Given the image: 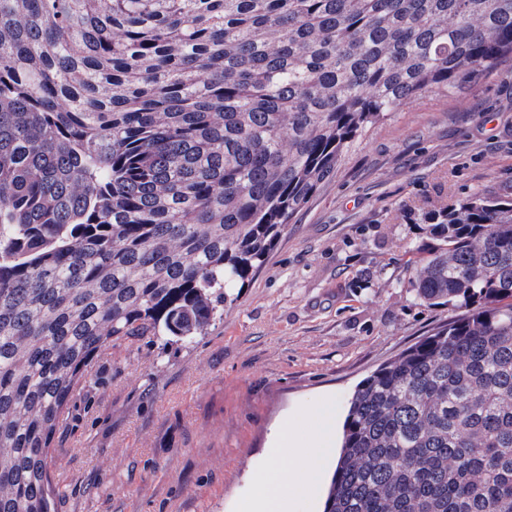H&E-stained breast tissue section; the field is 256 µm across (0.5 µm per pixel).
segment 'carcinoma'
<instances>
[{
	"label": "carcinoma",
	"mask_w": 512,
	"mask_h": 512,
	"mask_svg": "<svg viewBox=\"0 0 512 512\" xmlns=\"http://www.w3.org/2000/svg\"><path fill=\"white\" fill-rule=\"evenodd\" d=\"M512 66V0H0V512L106 343L224 318L370 128ZM448 323L356 387L324 512H512V197L428 217Z\"/></svg>",
	"instance_id": "carcinoma-1"
}]
</instances>
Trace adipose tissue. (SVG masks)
Wrapping results in <instances>:
<instances>
[{"label": "adipose tissue", "mask_w": 512, "mask_h": 512, "mask_svg": "<svg viewBox=\"0 0 512 512\" xmlns=\"http://www.w3.org/2000/svg\"><path fill=\"white\" fill-rule=\"evenodd\" d=\"M338 422L333 409L321 413L320 431L310 447H301L292 422H284L277 431L279 450L295 459L294 468H284L275 462L255 479L245 512H283L286 500L315 495L320 487V472L324 459L336 454Z\"/></svg>", "instance_id": "ef3b65f1"}]
</instances>
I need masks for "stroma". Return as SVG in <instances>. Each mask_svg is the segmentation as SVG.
Segmentation results:
<instances>
[{"label":"stroma","instance_id":"obj_1","mask_svg":"<svg viewBox=\"0 0 512 512\" xmlns=\"http://www.w3.org/2000/svg\"><path fill=\"white\" fill-rule=\"evenodd\" d=\"M512 193V71L411 99L290 220L224 319L185 347L106 344L49 450L57 512H245L279 425L345 418L358 383L451 316L416 300L426 216Z\"/></svg>","mask_w":512,"mask_h":512}]
</instances>
